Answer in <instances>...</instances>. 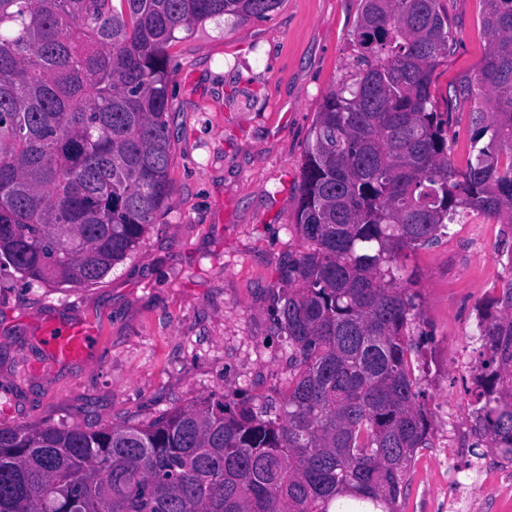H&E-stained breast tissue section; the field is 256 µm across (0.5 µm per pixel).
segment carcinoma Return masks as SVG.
Instances as JSON below:
<instances>
[{
  "mask_svg": "<svg viewBox=\"0 0 512 512\" xmlns=\"http://www.w3.org/2000/svg\"><path fill=\"white\" fill-rule=\"evenodd\" d=\"M444 0H361V49L323 100L301 169L280 310L294 373L277 406L224 392L146 424H0V512H396L431 424L399 260L474 214L512 248V0L489 42L471 155L450 160L433 76ZM281 0H0V271L91 285L172 202L169 59L177 33ZM474 447L512 459V279L477 308Z\"/></svg>",
  "mask_w": 512,
  "mask_h": 512,
  "instance_id": "cac0c4a2",
  "label": "carcinoma"
}]
</instances>
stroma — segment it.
Masks as SVG:
<instances>
[{"instance_id": "1", "label": "stroma", "mask_w": 512, "mask_h": 512, "mask_svg": "<svg viewBox=\"0 0 512 512\" xmlns=\"http://www.w3.org/2000/svg\"><path fill=\"white\" fill-rule=\"evenodd\" d=\"M454 36L434 74L448 115L450 159L465 167L475 79L488 36L483 0H446ZM360 0H282L269 18L224 17L180 33L170 62L173 197L136 249L90 286L28 285L0 273V423L100 427L146 423L209 394L279 400L292 369L279 310L300 168L324 97L359 52ZM500 227L479 216L409 251L400 276L416 293L410 333L431 413L398 512H512V494L475 471H512L476 447L470 412L481 344L477 306L512 279ZM86 323L96 338L76 358L46 345L49 325Z\"/></svg>"}]
</instances>
